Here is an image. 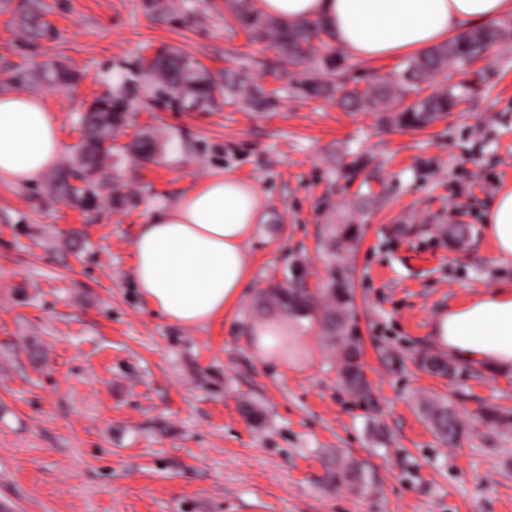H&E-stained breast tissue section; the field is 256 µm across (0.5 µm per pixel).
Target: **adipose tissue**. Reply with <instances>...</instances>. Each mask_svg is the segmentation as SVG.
Wrapping results in <instances>:
<instances>
[{
    "mask_svg": "<svg viewBox=\"0 0 512 512\" xmlns=\"http://www.w3.org/2000/svg\"><path fill=\"white\" fill-rule=\"evenodd\" d=\"M292 25L322 20L347 57L373 61L418 53L470 21H488L512 0H254ZM62 154L55 118L43 96L0 93V183L33 184ZM264 215L259 193L221 172L152 211L134 238V278L141 299L168 323L203 327L238 306L250 268L249 245ZM485 232L512 259V185L499 189ZM435 345L470 363L512 368V289L484 293L443 311Z\"/></svg>",
    "mask_w": 512,
    "mask_h": 512,
    "instance_id": "1",
    "label": "adipose tissue"
}]
</instances>
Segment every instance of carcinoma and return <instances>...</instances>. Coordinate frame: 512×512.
<instances>
[{"instance_id":"obj_1","label":"carcinoma","mask_w":512,"mask_h":512,"mask_svg":"<svg viewBox=\"0 0 512 512\" xmlns=\"http://www.w3.org/2000/svg\"><path fill=\"white\" fill-rule=\"evenodd\" d=\"M231 19L250 40L267 42L288 62L301 69L300 89L310 98H336V103L346 110L376 111L382 119L407 127L427 126L457 107L465 97V88L450 82L452 73L470 66L500 41L512 38V30L506 25L491 24L482 28L460 31L448 40L431 46L408 60L399 75L391 79L383 77L359 88L350 84L343 56L328 47L319 52L314 41H322L329 35L321 20H305L285 27L274 18L264 15L252 7L251 0H224ZM21 26L33 39L47 32L46 25L37 12L22 17ZM45 72L52 75L55 84L67 85L76 80V75L52 63L44 65ZM146 73L159 84L161 95L170 100L187 97L198 104H212L220 95L229 100H241L257 111L273 106V93L252 83L240 72L224 71V83L220 84L199 74L198 64L177 50H168L156 56ZM441 78L443 87L427 96L425 85ZM128 113L127 100L122 97L105 96L95 99L81 116L82 162L79 170L65 169L57 177L60 191L69 197L83 198L82 189L71 184L79 180L89 184L103 160L112 155V147L103 146L104 139L95 130L100 124L112 129L125 124ZM359 228L355 224H343L332 231L331 248H336L357 238ZM289 285L277 286L278 297L261 300L262 309L286 314L298 323H316L336 351V363L345 388L364 397L368 394L364 372L358 363L362 355V344L351 325L354 294L349 288L342 269H331L329 286L312 294L292 285L293 273L286 276ZM301 299L311 307V314H295V301ZM423 414L433 431L445 442H457L462 425L451 403L426 401ZM329 480L336 485L360 484L373 488L365 467L352 459L336 457L328 470Z\"/></svg>"}]
</instances>
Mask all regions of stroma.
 Here are the masks:
<instances>
[{
	"label": "stroma",
	"mask_w": 512,
	"mask_h": 512,
	"mask_svg": "<svg viewBox=\"0 0 512 512\" xmlns=\"http://www.w3.org/2000/svg\"><path fill=\"white\" fill-rule=\"evenodd\" d=\"M22 0H0V92L44 96L78 164L79 116L127 92V125L93 177L89 201L59 194L55 172L0 184V498L11 512H512V370L464 364L454 379L418 363L434 352L444 309L512 289L484 231L512 183V40L478 74L452 80L464 102L424 129L385 125L305 97L294 67L224 20V0H31L51 34L22 36ZM176 49L211 76L242 70L276 106L161 101L141 67ZM75 72L54 89L42 63ZM150 136L152 160L125 151ZM254 185L266 214L247 249L239 307L206 327L172 325L141 300L132 244L139 224L213 173ZM470 227L464 245L448 223ZM337 224L357 240L331 253ZM302 263L310 283L341 265L354 292L367 397L348 392L317 327H298L282 366L256 353L262 292ZM449 399L464 423L444 442L421 413ZM363 462L375 490L336 487L328 461Z\"/></svg>",
	"instance_id": "stroma-1"
}]
</instances>
